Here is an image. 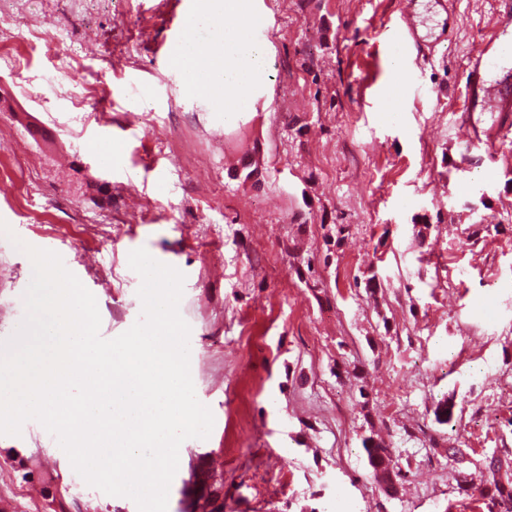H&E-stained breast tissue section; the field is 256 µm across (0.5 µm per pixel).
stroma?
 <instances>
[{"label":"stroma","instance_id":"1","mask_svg":"<svg viewBox=\"0 0 512 512\" xmlns=\"http://www.w3.org/2000/svg\"><path fill=\"white\" fill-rule=\"evenodd\" d=\"M197 3L0 8V341L32 278L14 239L61 256L106 339L141 316L129 254L146 248L185 276L191 377L214 417L181 445L167 512H317L339 490L338 512H487L482 463L512 452V232L464 230L512 225V128L465 85L481 42L512 45L501 0H417L434 52L398 79L385 25L400 0H258L266 76L229 124L171 64L173 20ZM334 224L352 231L330 247ZM371 271L373 296L354 285ZM451 394L462 415L438 423ZM369 434L408 467L395 494L370 476ZM0 499L138 512L35 420L0 435Z\"/></svg>","mask_w":512,"mask_h":512}]
</instances>
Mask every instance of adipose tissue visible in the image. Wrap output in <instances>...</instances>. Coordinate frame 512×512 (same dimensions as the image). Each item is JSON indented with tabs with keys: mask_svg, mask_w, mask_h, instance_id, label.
Wrapping results in <instances>:
<instances>
[{
	"mask_svg": "<svg viewBox=\"0 0 512 512\" xmlns=\"http://www.w3.org/2000/svg\"><path fill=\"white\" fill-rule=\"evenodd\" d=\"M246 14L247 0H200L187 25L213 29L223 47L218 50L212 43L190 39L177 48L173 59L178 70L204 72V84L190 85L189 90L206 98L221 97L228 122L248 108L247 93L265 74L264 54L248 37Z\"/></svg>",
	"mask_w": 512,
	"mask_h": 512,
	"instance_id": "1",
	"label": "adipose tissue"
}]
</instances>
